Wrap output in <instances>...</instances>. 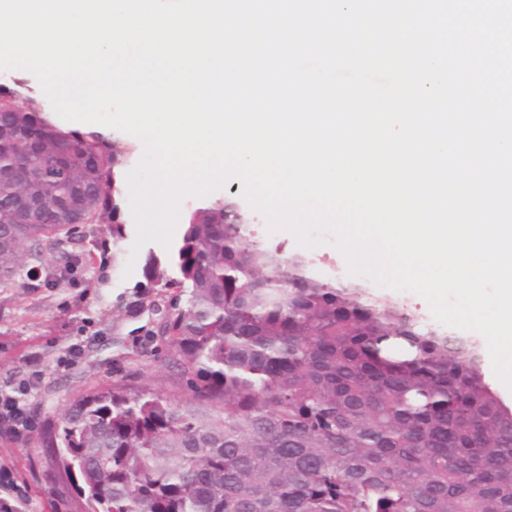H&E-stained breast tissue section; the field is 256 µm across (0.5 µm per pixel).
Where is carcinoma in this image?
<instances>
[{
	"mask_svg": "<svg viewBox=\"0 0 512 512\" xmlns=\"http://www.w3.org/2000/svg\"><path fill=\"white\" fill-rule=\"evenodd\" d=\"M133 159L0 93V285L42 287L31 261L67 241L106 266ZM236 212L209 201L168 256L147 251L112 380L26 439L67 493L85 512H512V408L475 343L250 239Z\"/></svg>",
	"mask_w": 512,
	"mask_h": 512,
	"instance_id": "1",
	"label": "carcinoma"
}]
</instances>
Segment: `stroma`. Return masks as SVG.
<instances>
[{"mask_svg": "<svg viewBox=\"0 0 512 512\" xmlns=\"http://www.w3.org/2000/svg\"><path fill=\"white\" fill-rule=\"evenodd\" d=\"M131 246L124 241L115 262L100 269L91 267L75 245L70 262L77 273L72 280L29 288L19 278L0 288V391L18 387L27 376V357L39 353L43 380L22 401L39 406L41 420L57 415L85 375L111 378L119 352L112 319L142 279L141 267L127 265ZM27 453L24 445L0 440V467L11 472L16 485L28 488L29 498L19 503L18 512H50L44 491L54 486L55 472L43 461L29 465Z\"/></svg>", "mask_w": 512, "mask_h": 512, "instance_id": "stroma-1", "label": "stroma"}]
</instances>
